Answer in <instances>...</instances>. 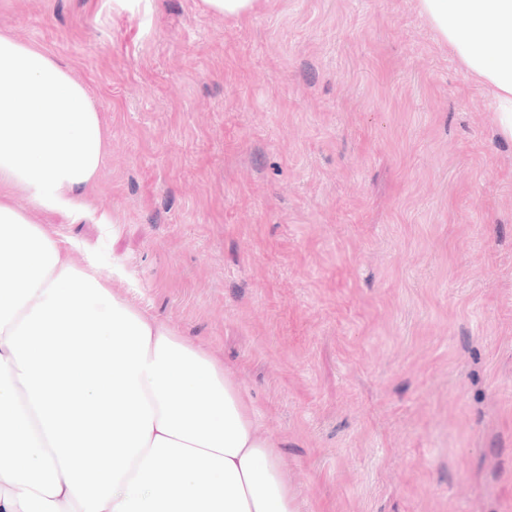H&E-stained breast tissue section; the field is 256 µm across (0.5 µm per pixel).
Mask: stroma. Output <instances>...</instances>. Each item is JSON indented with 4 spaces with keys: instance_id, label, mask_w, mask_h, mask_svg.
<instances>
[{
    "instance_id": "1",
    "label": "stroma",
    "mask_w": 512,
    "mask_h": 512,
    "mask_svg": "<svg viewBox=\"0 0 512 512\" xmlns=\"http://www.w3.org/2000/svg\"><path fill=\"white\" fill-rule=\"evenodd\" d=\"M106 120L76 265L235 370L301 512H512V142L415 0H0ZM260 0H202L203 5L215 14L243 18L251 15Z\"/></svg>"
}]
</instances>
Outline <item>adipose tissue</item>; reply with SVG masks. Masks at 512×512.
I'll list each match as a JSON object with an SVG mask.
<instances>
[{
  "label": "adipose tissue",
  "mask_w": 512,
  "mask_h": 512,
  "mask_svg": "<svg viewBox=\"0 0 512 512\" xmlns=\"http://www.w3.org/2000/svg\"><path fill=\"white\" fill-rule=\"evenodd\" d=\"M417 10L512 141V0ZM106 154L69 66L0 33V512H299L235 372L33 219L87 215Z\"/></svg>",
  "instance_id": "obj_1"
}]
</instances>
